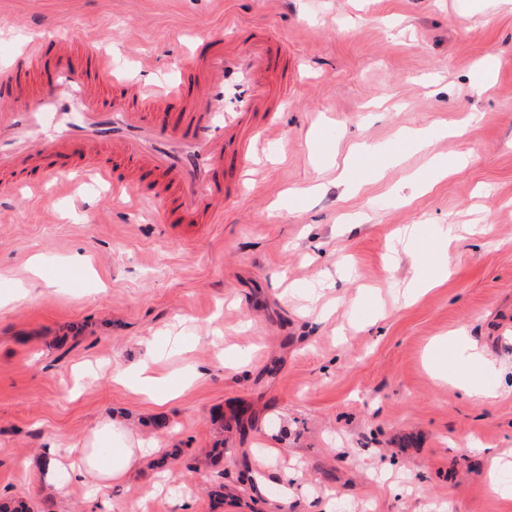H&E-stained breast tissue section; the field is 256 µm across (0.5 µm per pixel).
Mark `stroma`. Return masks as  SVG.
<instances>
[{
	"label": "stroma",
	"instance_id": "obj_1",
	"mask_svg": "<svg viewBox=\"0 0 512 512\" xmlns=\"http://www.w3.org/2000/svg\"><path fill=\"white\" fill-rule=\"evenodd\" d=\"M239 26L287 41L288 93L253 177L225 168L237 188L214 223H154L85 179H0V502L279 512L290 470L288 512H512L482 478L491 456L512 460V0H0V74L38 40L28 89L48 85L65 39L76 64L88 46L110 57L106 96L181 84L206 37ZM420 129L428 145L408 139ZM362 142L396 163L358 157ZM435 156L467 163L437 179ZM414 175L429 189L410 193ZM444 249L448 280L404 301ZM457 329L486 361L484 397L428 371ZM150 348L176 400L115 381ZM107 417L152 464L63 498L28 468ZM261 442L280 450L263 496Z\"/></svg>",
	"mask_w": 512,
	"mask_h": 512
}]
</instances>
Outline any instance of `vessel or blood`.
<instances>
[{
  "mask_svg": "<svg viewBox=\"0 0 512 512\" xmlns=\"http://www.w3.org/2000/svg\"><path fill=\"white\" fill-rule=\"evenodd\" d=\"M40 53V45H30L25 57L0 75V172L10 171L19 185L35 188L65 179L56 158L79 153L86 158L85 172L112 187L133 189L157 223H169L175 213L194 219L206 202L227 195L216 176L224 160L255 157L277 130L274 116L261 112L260 105L269 96L271 74L286 64L288 49L253 29H242L235 44L213 40L197 97L172 119L166 114L175 93L171 87L133 86L131 95L142 110L120 101L104 110L100 90L115 80L109 57L88 53L81 68L64 49L53 62V84L29 108H13L27 66ZM105 145L124 159V167L107 170L95 163ZM143 165L161 174V181L137 182L135 172Z\"/></svg>",
  "mask_w": 512,
  "mask_h": 512,
  "instance_id": "1",
  "label": "vessel or blood"
}]
</instances>
